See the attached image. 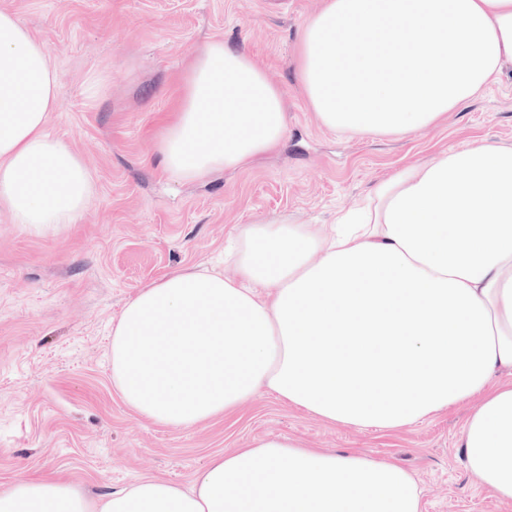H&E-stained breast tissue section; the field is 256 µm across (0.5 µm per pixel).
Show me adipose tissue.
Segmentation results:
<instances>
[{
    "instance_id": "ef3b65f1",
    "label": "adipose tissue",
    "mask_w": 512,
    "mask_h": 512,
    "mask_svg": "<svg viewBox=\"0 0 512 512\" xmlns=\"http://www.w3.org/2000/svg\"><path fill=\"white\" fill-rule=\"evenodd\" d=\"M510 69L512 0H325L300 40L313 111L362 135L436 125ZM56 87L43 46L0 11V203L37 235L76 223L94 188L48 130ZM286 132L283 93L213 40L188 69L157 153L169 179L191 183L247 165ZM238 243L236 278L178 269L125 305L110 362L128 405L190 427L265 389L333 424L389 430L476 396L461 433L466 469L512 502V146L475 142L410 165L334 235L252 224ZM442 328L452 344L439 342ZM0 512L421 510L395 463L274 438L211 457L187 487L145 477L92 501L19 481L0 489Z\"/></svg>"
}]
</instances>
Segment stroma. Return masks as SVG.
<instances>
[{
  "label": "stroma",
  "instance_id": "1",
  "mask_svg": "<svg viewBox=\"0 0 512 512\" xmlns=\"http://www.w3.org/2000/svg\"><path fill=\"white\" fill-rule=\"evenodd\" d=\"M323 0H0L57 78L50 131L88 168L76 223L41 236L0 206V485L53 479L102 497L154 475L188 485L221 451L289 438L398 464L423 512H512L472 481L468 406L394 430L332 424L262 391L189 428L140 414L112 382V327L126 302L179 268L236 275L224 249L259 222L328 227L382 179L449 149L512 145V73L439 124L401 135L325 127L299 83L298 48ZM220 39L260 64L288 104V134L256 161L193 183L168 179L156 142L186 71Z\"/></svg>",
  "mask_w": 512,
  "mask_h": 512
}]
</instances>
